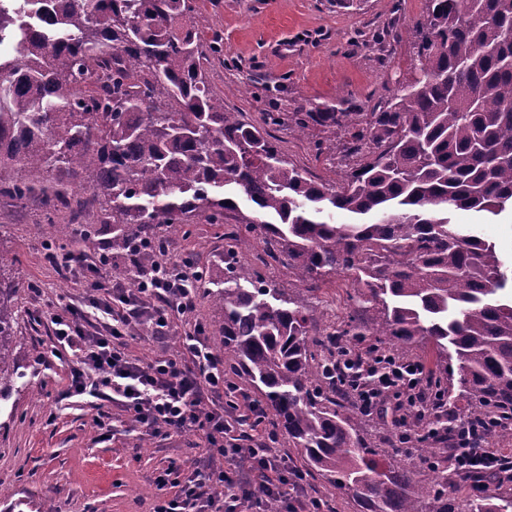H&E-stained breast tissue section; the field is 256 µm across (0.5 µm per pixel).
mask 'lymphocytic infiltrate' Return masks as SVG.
<instances>
[{
  "instance_id": "1",
  "label": "lymphocytic infiltrate",
  "mask_w": 512,
  "mask_h": 512,
  "mask_svg": "<svg viewBox=\"0 0 512 512\" xmlns=\"http://www.w3.org/2000/svg\"><path fill=\"white\" fill-rule=\"evenodd\" d=\"M136 250L152 260L134 288L105 275L108 255L92 262L84 250L47 254L72 275L89 273L92 290L83 304L68 303L50 315L54 336L43 361L66 365L62 399L92 397L120 406L136 430L154 437L193 433L200 455L170 462L159 472L150 512H263L272 497L283 501L284 512H328L311 507L306 473L289 465L279 435L267 425H256V447H225L232 419L224 407V364L201 325L184 331L176 349L149 359L129 353L125 338L133 326L165 339L177 318L194 315L198 301L188 264L174 259L168 246L143 240ZM423 375L419 362L380 360L369 378L355 385L354 398L363 414L383 418L420 402ZM484 436L483 426L461 423L455 437L457 467H497L495 451L481 447ZM242 464L246 477L232 478L229 468Z\"/></svg>"
}]
</instances>
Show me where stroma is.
Returning <instances> with one entry per match:
<instances>
[{
	"label": "stroma",
	"instance_id": "obj_1",
	"mask_svg": "<svg viewBox=\"0 0 512 512\" xmlns=\"http://www.w3.org/2000/svg\"><path fill=\"white\" fill-rule=\"evenodd\" d=\"M198 3V22L224 36V60L212 64L208 80L223 95L226 109L257 123L265 112L285 116L338 99L351 111H368L402 81L412 51L409 41L385 47L376 43V35L414 23L426 0ZM269 133L309 178L334 179L339 151L332 143L316 151L311 139L295 137L284 122ZM42 213L38 200L0 198V248L19 257L11 282L22 338L20 376L8 397L0 398V512H41L47 500L55 512H150L156 470L193 457L194 436L155 437L144 448L123 415L112 438L103 441L92 404H58L66 369L42 361L52 334L49 314L62 304L79 303L90 290L85 278L47 259L51 244L36 225ZM450 218L475 228L504 257L512 256V218L487 224L477 213L457 209ZM35 282L42 283V295L31 292ZM369 426L388 458L422 470L421 453L407 451L398 440L412 433V420L397 426L391 418H373Z\"/></svg>",
	"mask_w": 512,
	"mask_h": 512
}]
</instances>
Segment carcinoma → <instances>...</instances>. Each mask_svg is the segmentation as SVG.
Here are the masks:
<instances>
[{
	"mask_svg": "<svg viewBox=\"0 0 512 512\" xmlns=\"http://www.w3.org/2000/svg\"><path fill=\"white\" fill-rule=\"evenodd\" d=\"M484 20L470 22L472 5ZM196 0H0V197L45 207L43 236L68 241L61 208L97 205L112 252L144 238L187 240L192 224L224 229V254L195 262L194 285L214 310L211 347L239 404L252 390L301 467L359 512H448L455 483L435 459L457 416L492 424L482 447L512 438V299L495 244L450 223L452 208L512 211V0H427L408 79L369 112L331 104L295 112L298 137L348 136L355 158L340 183H317L263 124L224 108L207 73L224 41L195 23ZM403 35V36H405ZM398 34L396 38L401 40ZM253 204L223 228L237 197ZM341 212L371 221L336 224ZM258 242L288 273L281 288L241 261ZM17 262L0 249V390L16 375ZM351 281L353 309L324 324L305 294ZM422 360L440 391L413 446L430 455L420 478L384 461L364 416L338 388L336 353ZM457 512H512V486L471 479Z\"/></svg>",
	"mask_w": 512,
	"mask_h": 512,
	"instance_id": "1",
	"label": "carcinoma"
}]
</instances>
